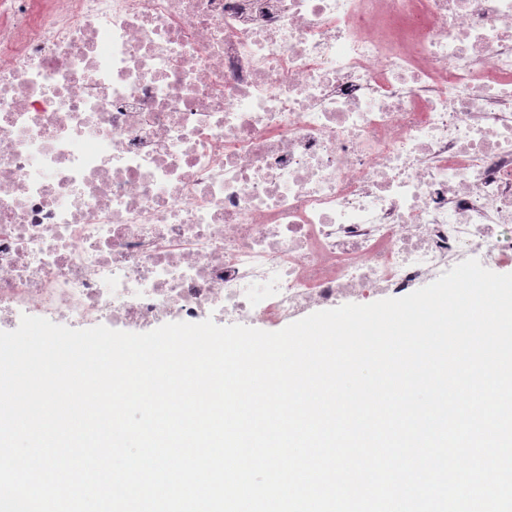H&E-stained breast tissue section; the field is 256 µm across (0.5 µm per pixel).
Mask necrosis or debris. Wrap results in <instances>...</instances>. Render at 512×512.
Masks as SVG:
<instances>
[{
    "label": "necrosis or debris",
    "mask_w": 512,
    "mask_h": 512,
    "mask_svg": "<svg viewBox=\"0 0 512 512\" xmlns=\"http://www.w3.org/2000/svg\"><path fill=\"white\" fill-rule=\"evenodd\" d=\"M512 245V0H0V324L280 323Z\"/></svg>",
    "instance_id": "1"
}]
</instances>
